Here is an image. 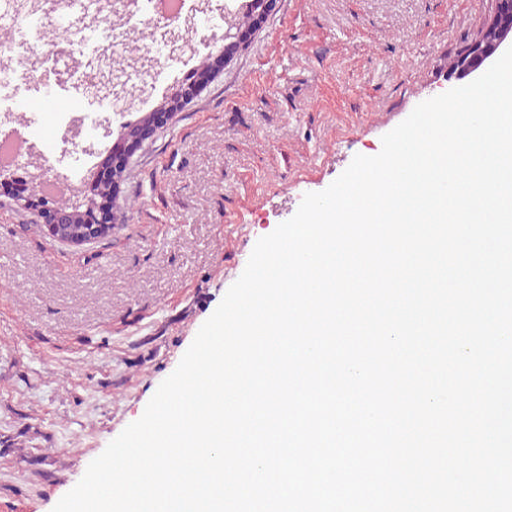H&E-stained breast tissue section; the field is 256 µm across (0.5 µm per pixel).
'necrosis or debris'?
Returning <instances> with one entry per match:
<instances>
[{"instance_id": "obj_1", "label": "necrosis or debris", "mask_w": 512, "mask_h": 512, "mask_svg": "<svg viewBox=\"0 0 512 512\" xmlns=\"http://www.w3.org/2000/svg\"><path fill=\"white\" fill-rule=\"evenodd\" d=\"M209 2L201 16L196 0H178L168 13L160 0H80L71 12L62 0H0V25L12 31L0 41V153L24 146L50 191L80 186L107 126L146 110L159 76L188 65L171 51L169 27L191 20L189 44L209 49L222 40L225 18L247 5Z\"/></svg>"}]
</instances>
